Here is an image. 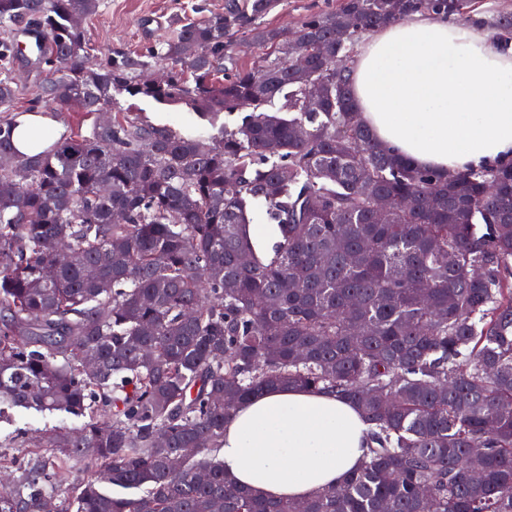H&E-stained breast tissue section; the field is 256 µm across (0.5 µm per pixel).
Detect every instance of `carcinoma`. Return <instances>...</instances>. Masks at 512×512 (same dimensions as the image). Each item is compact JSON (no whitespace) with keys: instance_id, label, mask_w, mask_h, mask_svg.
Masks as SVG:
<instances>
[{"instance_id":"obj_1","label":"carcinoma","mask_w":512,"mask_h":512,"mask_svg":"<svg viewBox=\"0 0 512 512\" xmlns=\"http://www.w3.org/2000/svg\"><path fill=\"white\" fill-rule=\"evenodd\" d=\"M469 2L342 0L288 31L260 23L282 0H227L140 53L93 56L82 20L99 0H0V419L90 415L25 440L45 452L22 464L0 451V512H512V163L414 167L360 122L346 68L363 36L414 13L466 20ZM23 22L48 40L35 101L110 113L28 157L11 116ZM480 24L509 49L512 12ZM236 37L265 49L246 69ZM290 41L307 69L281 52ZM117 93L216 133L155 125ZM383 195L396 207L377 224ZM62 241L70 259L48 281ZM273 387L358 408L366 460L343 485L262 500L224 476V424ZM182 448L195 452L171 465ZM82 466L97 475L75 481Z\"/></svg>"}]
</instances>
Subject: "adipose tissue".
I'll use <instances>...</instances> for the list:
<instances>
[{"mask_svg":"<svg viewBox=\"0 0 512 512\" xmlns=\"http://www.w3.org/2000/svg\"><path fill=\"white\" fill-rule=\"evenodd\" d=\"M351 80L361 122L413 165L445 175L512 162V50L488 34L415 14L370 35ZM14 121L25 156L63 131L50 112H20ZM367 429L335 394L271 388L239 405L215 456L255 497L304 500L361 466Z\"/></svg>","mask_w":512,"mask_h":512,"instance_id":"adipose-tissue-1","label":"adipose tissue"}]
</instances>
